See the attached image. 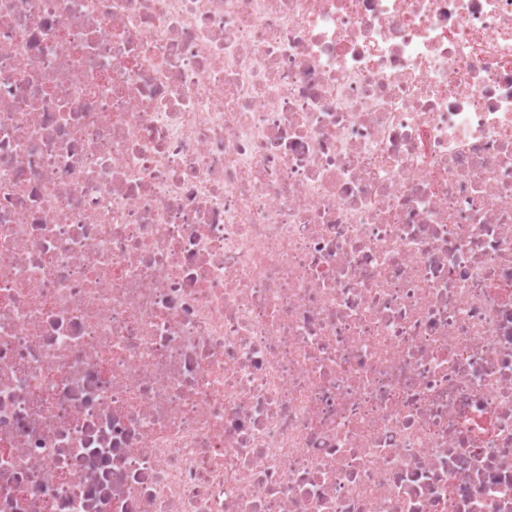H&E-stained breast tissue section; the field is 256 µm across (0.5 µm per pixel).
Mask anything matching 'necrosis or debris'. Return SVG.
Masks as SVG:
<instances>
[{
	"mask_svg": "<svg viewBox=\"0 0 512 512\" xmlns=\"http://www.w3.org/2000/svg\"><path fill=\"white\" fill-rule=\"evenodd\" d=\"M0 512H512V0H0Z\"/></svg>",
	"mask_w": 512,
	"mask_h": 512,
	"instance_id": "necrosis-or-debris-1",
	"label": "necrosis or debris"
}]
</instances>
